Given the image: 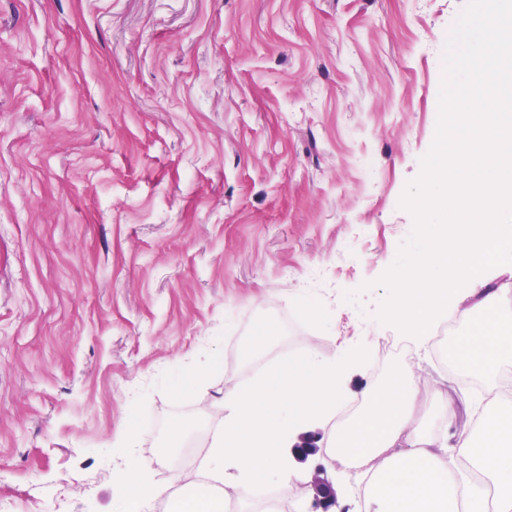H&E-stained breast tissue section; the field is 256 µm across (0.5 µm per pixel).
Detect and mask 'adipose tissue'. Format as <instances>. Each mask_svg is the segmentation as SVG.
Returning a JSON list of instances; mask_svg holds the SVG:
<instances>
[{"instance_id": "1", "label": "adipose tissue", "mask_w": 512, "mask_h": 512, "mask_svg": "<svg viewBox=\"0 0 512 512\" xmlns=\"http://www.w3.org/2000/svg\"><path fill=\"white\" fill-rule=\"evenodd\" d=\"M418 396L409 378L371 387L366 409L332 430L329 447L341 467H373L359 512H512V408L451 443L413 427ZM112 445L123 459L112 474L113 512H148L161 490L135 453V429L120 431Z\"/></svg>"}]
</instances>
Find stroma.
<instances>
[{
  "label": "stroma",
  "instance_id": "stroma-1",
  "mask_svg": "<svg viewBox=\"0 0 512 512\" xmlns=\"http://www.w3.org/2000/svg\"><path fill=\"white\" fill-rule=\"evenodd\" d=\"M465 3L0 0L1 504L112 512L129 425L153 482L193 491L172 438L205 452L277 328L328 359L374 337ZM446 344L370 352L342 406L408 375L436 434L444 407L474 428L512 403ZM318 435L298 470L359 501Z\"/></svg>",
  "mask_w": 512,
  "mask_h": 512
}]
</instances>
